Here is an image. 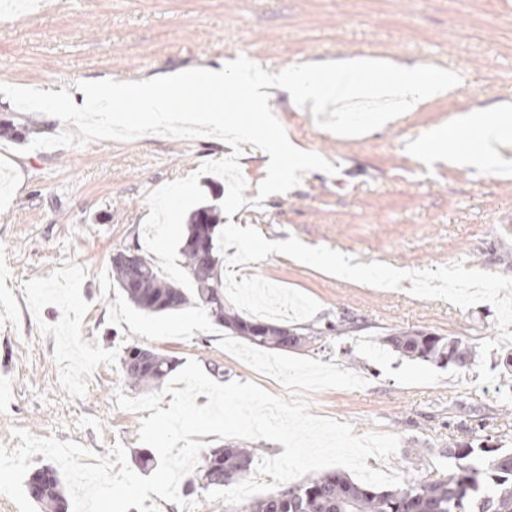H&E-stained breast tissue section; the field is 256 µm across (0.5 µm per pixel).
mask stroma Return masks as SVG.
<instances>
[{
  "label": "stroma",
  "mask_w": 512,
  "mask_h": 512,
  "mask_svg": "<svg viewBox=\"0 0 512 512\" xmlns=\"http://www.w3.org/2000/svg\"><path fill=\"white\" fill-rule=\"evenodd\" d=\"M240 55L271 73L351 55L417 66L442 57L464 83L345 141L280 91L269 104L289 141L336 171L305 173L262 208L242 207L233 223L363 264L433 270L460 262L512 276V223L502 221L512 212V163L470 176L408 154L409 143L455 124L463 108L512 95V0H38L31 12L0 17V83L19 87L128 82ZM63 128L0 96V268L9 274L0 286V381L8 388L0 445H19L16 428L75 441L102 458L120 445L128 467L147 477L152 467L138 460L146 449L138 438L142 415L116 405L117 393H147L124 377L127 345L182 364L196 359L220 384L254 382L289 395L221 349L225 329L207 310L191 303L148 313L112 280L113 253L143 239L147 194L232 149L211 136L162 135L31 149L36 137ZM234 271L316 299L321 309L308 328L357 318L354 330L331 334L324 348L296 354L364 377L363 388L320 390L307 402L311 414L347 423L354 434L399 437L397 452L368 458L370 468L436 480L452 466L449 441L512 449V380L500 364L512 342L501 341L491 303L463 309L403 287L356 285L276 253ZM397 329L458 336L476 347L494 341L486 364L495 381L480 383L473 366L439 368L400 356L383 343Z\"/></svg>",
  "instance_id": "obj_1"
}]
</instances>
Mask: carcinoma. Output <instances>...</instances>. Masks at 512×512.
<instances>
[{
	"label": "carcinoma",
	"instance_id": "carcinoma-1",
	"mask_svg": "<svg viewBox=\"0 0 512 512\" xmlns=\"http://www.w3.org/2000/svg\"><path fill=\"white\" fill-rule=\"evenodd\" d=\"M181 254L196 285L194 298L212 309L209 298L223 296L224 284L217 277L223 256L218 244V224L208 213H198L188 225ZM112 277L130 302L150 313L178 310L188 303L185 289L171 282L142 255L132 272L124 265H112ZM222 310L217 322L233 334L255 346L283 351L321 341L323 336L347 331L355 324V320L343 316L328 324L323 332L298 333L292 329L285 331L281 325L248 320L225 304ZM384 342L405 357L439 368H465L474 360V346L459 337L397 331L385 337ZM121 367L131 385L159 389L175 370L176 361L131 344L124 350ZM253 454L254 450L246 446L210 449L200 473L186 481L185 490L193 493L223 488L245 478ZM448 455L455 459L456 468L442 480L411 478L403 486L378 490L334 471L255 499L236 508V512H512V450L451 442ZM37 485L42 486V491L32 497L34 502L50 512L65 508L66 491L56 471L45 467L31 472L27 493H32Z\"/></svg>",
	"mask_w": 512,
	"mask_h": 512
}]
</instances>
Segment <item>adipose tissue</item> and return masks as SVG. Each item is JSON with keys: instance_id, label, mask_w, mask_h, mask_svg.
<instances>
[{"instance_id": "1", "label": "adipose tissue", "mask_w": 512, "mask_h": 512, "mask_svg": "<svg viewBox=\"0 0 512 512\" xmlns=\"http://www.w3.org/2000/svg\"><path fill=\"white\" fill-rule=\"evenodd\" d=\"M512 101L504 99L493 105L466 111L463 120L471 124L470 136H462L457 126L441 127L417 140L409 147L410 153L421 160L448 161L452 165H466L493 169L502 159L499 145L512 138Z\"/></svg>"}]
</instances>
